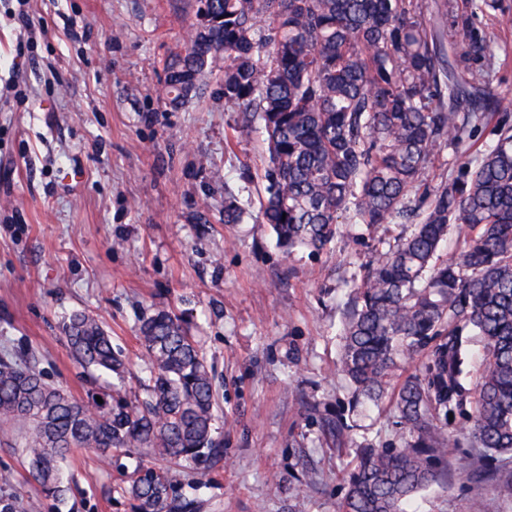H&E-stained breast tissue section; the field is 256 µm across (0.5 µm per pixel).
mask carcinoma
Returning a JSON list of instances; mask_svg holds the SVG:
<instances>
[{
	"mask_svg": "<svg viewBox=\"0 0 512 512\" xmlns=\"http://www.w3.org/2000/svg\"><path fill=\"white\" fill-rule=\"evenodd\" d=\"M502 0H196L184 51L166 62L160 98L177 109L200 96L224 61V104L257 116L265 134L261 223L279 247L319 251L340 224L379 240L346 306L339 372L355 402L386 400L400 443L368 444L338 512H409L417 494L453 476L462 447L476 484H512V112L491 86L512 66L480 16ZM452 170L428 179L442 150ZM244 211L224 196V223ZM458 227V257L441 248ZM93 380L122 376L125 357L102 325L74 311L63 326ZM480 343L463 385V337ZM146 396L77 400L45 381L20 351L0 353V421L30 426L22 452L45 499L65 503L62 461L76 448L142 452L115 493L130 512H196L158 462L216 465L214 380L181 316L158 310L138 336ZM424 362L402 382L401 364ZM467 413V439L449 414ZM336 445L341 417L326 419Z\"/></svg>",
	"mask_w": 512,
	"mask_h": 512,
	"instance_id": "cac0c4a2",
	"label": "carcinoma"
}]
</instances>
